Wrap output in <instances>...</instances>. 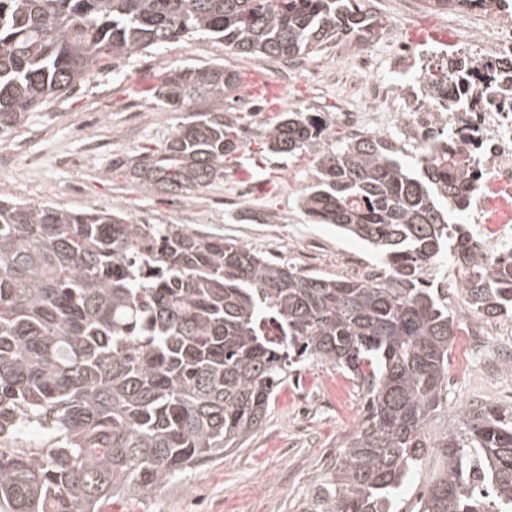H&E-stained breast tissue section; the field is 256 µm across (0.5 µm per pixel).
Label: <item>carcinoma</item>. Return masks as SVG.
Instances as JSON below:
<instances>
[{"label": "carcinoma", "mask_w": 512, "mask_h": 512, "mask_svg": "<svg viewBox=\"0 0 512 512\" xmlns=\"http://www.w3.org/2000/svg\"><path fill=\"white\" fill-rule=\"evenodd\" d=\"M361 0H0V132L90 74L206 34L284 61L375 35ZM224 65L154 87L188 113L124 172L162 194L224 178L241 148ZM320 118L290 111L263 132L277 154L310 151L300 197L317 224L370 247L384 282L302 274L235 241L115 209L0 201V512H102L156 491L255 432L292 368L316 361L360 381L365 416L310 512H392L432 453L442 469L419 512H512V419L461 412L464 434L431 438L457 322L424 287L449 261L479 316L512 318V247L485 263L448 223L470 161L453 147L408 168L373 136L323 148Z\"/></svg>", "instance_id": "cac0c4a2"}]
</instances>
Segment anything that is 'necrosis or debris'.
<instances>
[{
  "mask_svg": "<svg viewBox=\"0 0 512 512\" xmlns=\"http://www.w3.org/2000/svg\"><path fill=\"white\" fill-rule=\"evenodd\" d=\"M442 26L448 32L442 58L452 73L445 87H433L425 49L393 35L389 67L415 71L413 83L398 89L378 77L370 54H357L344 90L360 96L364 107H340L335 118L354 137L372 127L396 131L425 160L448 145L469 157L463 221L473 229L480 256L492 263L512 244V0H465L445 14ZM399 95L405 108L391 111Z\"/></svg>",
  "mask_w": 512,
  "mask_h": 512,
  "instance_id": "4bbe7bcc",
  "label": "necrosis or debris"
}]
</instances>
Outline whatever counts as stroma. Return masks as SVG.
Segmentation results:
<instances>
[{
    "mask_svg": "<svg viewBox=\"0 0 512 512\" xmlns=\"http://www.w3.org/2000/svg\"><path fill=\"white\" fill-rule=\"evenodd\" d=\"M363 51L386 65L382 39L341 41L303 57V70L285 87L270 58L227 52L223 42L206 36L143 50L97 71L0 135V156L12 160L0 167V200L68 210L118 207L137 221L238 241L304 274L356 278V265L375 264L374 255L335 227L310 222L300 205L315 174L314 155L273 153L261 133L288 110L331 120L345 66ZM211 63L224 64L241 81L225 99L224 113L236 119L243 146L225 158L223 180L183 197L131 182L113 160L159 147L179 120L159 106L153 87L173 70ZM31 156L39 158L38 168L28 167ZM240 184L251 187L247 206L262 215V223L237 221V208L225 207ZM448 310L460 328L448 355V402L427 425L434 437L462 432L460 411L466 407L512 415V368L504 364L512 336L470 335L472 313L459 289H449ZM363 415L364 392L349 375L321 363L296 366L261 427L240 447L182 473L148 499L117 500L103 512H306Z\"/></svg>",
    "mask_w": 512,
    "mask_h": 512,
    "instance_id": "stroma-1",
    "label": "stroma"
}]
</instances>
